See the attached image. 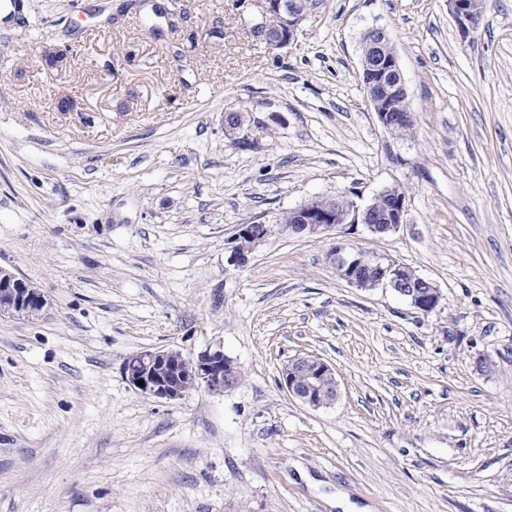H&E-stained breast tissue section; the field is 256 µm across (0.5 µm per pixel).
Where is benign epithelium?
<instances>
[{
    "label": "benign epithelium",
    "instance_id": "obj_1",
    "mask_svg": "<svg viewBox=\"0 0 512 512\" xmlns=\"http://www.w3.org/2000/svg\"><path fill=\"white\" fill-rule=\"evenodd\" d=\"M448 9L463 38L473 36L479 29L483 11L467 0H448ZM266 11L271 23L255 27L258 39L270 46L282 48L291 41L304 8L301 0H266ZM361 68L367 74L364 91L373 107L380 126L389 131L412 120L407 110V91L393 44L386 31L372 27L362 38ZM225 134L240 141L249 138L244 129L243 116L229 112L224 120ZM407 195L401 185L383 188L369 203L352 201L350 208L338 211L322 199H311L293 209L295 222L288 232L315 239L334 238L341 232L363 227L378 237L397 231L406 223ZM268 236L262 224H242L234 236L235 245L228 258L231 266L242 267L248 261L253 247ZM334 263L342 278L362 287V267L358 253L334 251ZM377 284L391 288L396 295L414 308L429 313L439 304L442 295L429 280L417 275L407 277L403 266L392 264ZM45 300L32 285L11 272L0 269V315L29 317L39 313ZM128 384L138 393L156 400L176 401L199 386L214 393H222L238 385L235 363L224 355L222 346H209L194 358H177L174 349L145 350L129 357L123 366ZM144 385H138V381ZM281 385L292 398L302 404L319 409L332 404L338 396V383L334 367L314 355L297 356L284 366Z\"/></svg>",
    "mask_w": 512,
    "mask_h": 512
}]
</instances>
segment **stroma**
Masks as SVG:
<instances>
[{
	"mask_svg": "<svg viewBox=\"0 0 512 512\" xmlns=\"http://www.w3.org/2000/svg\"><path fill=\"white\" fill-rule=\"evenodd\" d=\"M158 2L23 0L0 20V268L46 301L0 317V512H512V0L466 40L448 0H309L278 49L252 32L265 0ZM371 27L411 136L364 93ZM394 184L389 236L280 222ZM241 224L272 231L235 269ZM337 247L410 267L440 304L349 284ZM210 345L235 388L165 402L123 376L134 353ZM303 354L334 367L330 406L282 388Z\"/></svg>",
	"mask_w": 512,
	"mask_h": 512,
	"instance_id": "35a3bbf8",
	"label": "stroma"
}]
</instances>
